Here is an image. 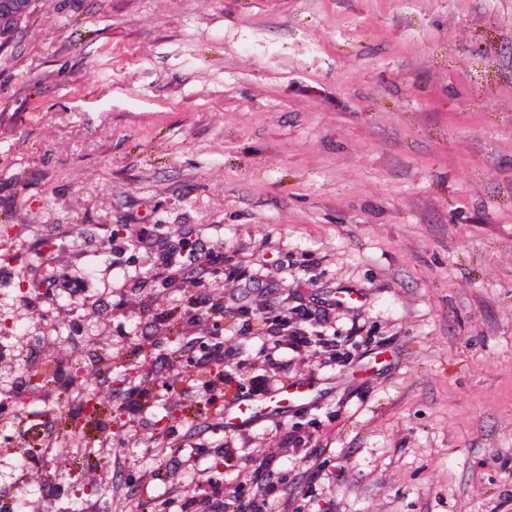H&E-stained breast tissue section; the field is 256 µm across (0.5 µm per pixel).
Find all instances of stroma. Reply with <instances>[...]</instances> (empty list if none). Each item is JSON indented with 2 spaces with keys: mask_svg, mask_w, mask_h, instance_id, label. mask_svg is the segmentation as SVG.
Instances as JSON below:
<instances>
[{
  "mask_svg": "<svg viewBox=\"0 0 512 512\" xmlns=\"http://www.w3.org/2000/svg\"><path fill=\"white\" fill-rule=\"evenodd\" d=\"M243 304L309 308L351 359L301 352L314 399L231 430L238 382L192 361L266 367ZM21 490L512 512V0H35L0 38V499Z\"/></svg>",
  "mask_w": 512,
  "mask_h": 512,
  "instance_id": "stroma-1",
  "label": "stroma"
}]
</instances>
